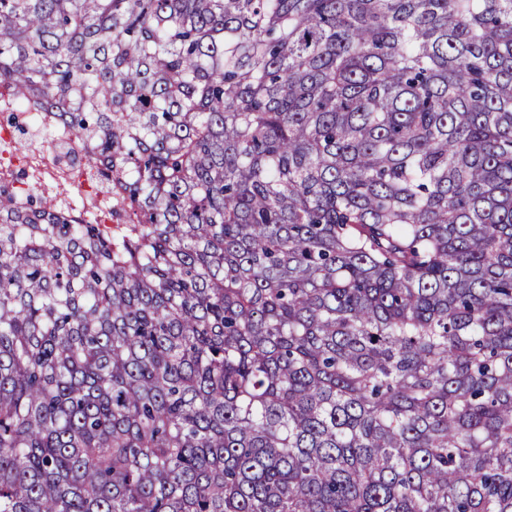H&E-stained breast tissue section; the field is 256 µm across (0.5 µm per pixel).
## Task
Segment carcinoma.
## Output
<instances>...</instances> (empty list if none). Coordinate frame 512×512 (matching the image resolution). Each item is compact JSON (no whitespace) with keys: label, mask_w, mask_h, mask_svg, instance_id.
<instances>
[{"label":"carcinoma","mask_w":512,"mask_h":512,"mask_svg":"<svg viewBox=\"0 0 512 512\" xmlns=\"http://www.w3.org/2000/svg\"><path fill=\"white\" fill-rule=\"evenodd\" d=\"M136 222L0 181V512H512V0H0V85Z\"/></svg>","instance_id":"carcinoma-1"}]
</instances>
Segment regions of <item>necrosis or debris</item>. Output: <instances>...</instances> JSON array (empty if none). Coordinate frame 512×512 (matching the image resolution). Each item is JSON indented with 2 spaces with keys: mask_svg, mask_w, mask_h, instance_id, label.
<instances>
[{
  "mask_svg": "<svg viewBox=\"0 0 512 512\" xmlns=\"http://www.w3.org/2000/svg\"><path fill=\"white\" fill-rule=\"evenodd\" d=\"M35 172L42 185L62 186L60 205L92 224H128L133 217L112 199V189L98 167L85 159L73 135L42 109L18 101L0 86V181L18 171Z\"/></svg>",
  "mask_w": 512,
  "mask_h": 512,
  "instance_id": "4bbe7bcc",
  "label": "necrosis or debris"
}]
</instances>
